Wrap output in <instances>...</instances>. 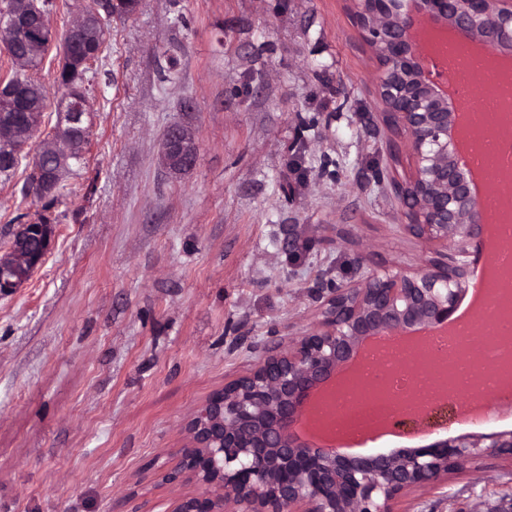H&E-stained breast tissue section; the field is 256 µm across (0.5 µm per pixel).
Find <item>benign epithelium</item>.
<instances>
[{
    "label": "benign epithelium",
    "instance_id": "7a95c632",
    "mask_svg": "<svg viewBox=\"0 0 512 512\" xmlns=\"http://www.w3.org/2000/svg\"><path fill=\"white\" fill-rule=\"evenodd\" d=\"M353 24L378 62L375 96L381 123L394 137L385 142L387 192L400 223L426 246L429 256L414 271L383 269L328 290L316 309V325L284 344L267 348L241 376L191 410L183 424L187 444L180 466L165 474L170 484L187 479L201 492L178 498L171 512H394L408 494L431 490L476 461H512V431L470 432L419 447L346 455L303 442L294 427L316 393L356 361L366 343L382 336L433 329L451 320L467 290L470 249L481 253L487 217L478 184L459 146L458 114L446 83L432 77L427 55L443 36L468 39L497 55L512 56V0H348ZM38 50L55 38L39 0H8L0 11V55L28 67L17 24ZM98 5L78 11L68 32L100 41ZM56 127L39 141L30 167L36 194L62 183L70 159L81 152L89 112L81 90L61 85ZM0 105L17 112L22 102L9 77L0 78ZM411 175H395L403 154ZM192 129L173 125L163 136L161 163L170 175L196 165ZM55 160L52 170L42 161ZM35 237L25 251L0 250V294L22 287L21 269L34 273L44 261L51 225L38 217L20 225ZM446 405L419 418L399 416L394 430L448 418Z\"/></svg>",
    "mask_w": 512,
    "mask_h": 512
}]
</instances>
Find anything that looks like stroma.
I'll use <instances>...</instances> for the list:
<instances>
[{
    "label": "stroma",
    "instance_id": "obj_1",
    "mask_svg": "<svg viewBox=\"0 0 512 512\" xmlns=\"http://www.w3.org/2000/svg\"><path fill=\"white\" fill-rule=\"evenodd\" d=\"M377 64L345 0H141L112 21L86 167L53 208L40 269L0 295V512H169L191 409L314 321L318 289L425 257L368 182L385 163ZM190 126L173 177L162 136ZM0 181V247L42 204ZM486 460L398 512H493ZM199 147L189 126L173 125L163 136L161 163L169 175H178L196 165Z\"/></svg>",
    "mask_w": 512,
    "mask_h": 512
}]
</instances>
